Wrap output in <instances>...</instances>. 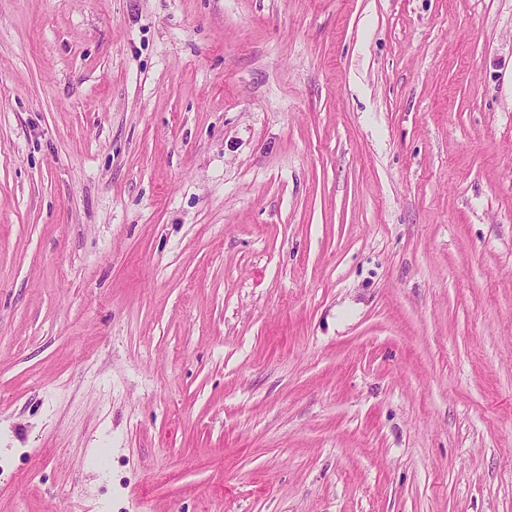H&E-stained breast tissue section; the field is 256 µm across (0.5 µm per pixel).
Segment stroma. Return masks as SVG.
I'll use <instances>...</instances> for the list:
<instances>
[{"mask_svg":"<svg viewBox=\"0 0 512 512\" xmlns=\"http://www.w3.org/2000/svg\"><path fill=\"white\" fill-rule=\"evenodd\" d=\"M0 512H512V0H0Z\"/></svg>","mask_w":512,"mask_h":512,"instance_id":"stroma-1","label":"stroma"}]
</instances>
